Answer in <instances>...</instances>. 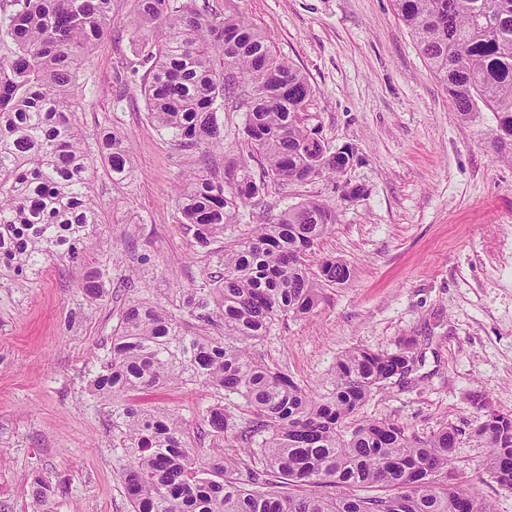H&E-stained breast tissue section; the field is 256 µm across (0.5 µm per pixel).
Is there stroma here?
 <instances>
[{"label":"stroma","mask_w":512,"mask_h":512,"mask_svg":"<svg viewBox=\"0 0 512 512\" xmlns=\"http://www.w3.org/2000/svg\"><path fill=\"white\" fill-rule=\"evenodd\" d=\"M209 4L265 33L312 88L309 126L329 149L353 145L356 159L330 179L268 184L258 204L241 207L238 222L199 249L178 222L177 189L193 172L219 178L247 156L246 108L225 102L223 149L176 146L148 119L143 75L133 69L153 33L137 26L136 0H116L85 62L76 109L97 155L90 194L99 224L83 262L104 271L108 288L87 298L75 268L58 259L23 281L0 278V512H129L112 447L114 403L90 388L123 311L140 302L168 309L175 289L212 287L225 245L308 199L337 216L317 257L344 260L352 277L322 286L310 316L276 321L258 352L320 392L348 350L392 351L397 338L417 337L422 363L408 381L376 388L362 416L421 436L455 426V472L495 512H512V490L483 467L487 450L470 436L474 396L512 414V161L495 148L493 113L458 118L394 0ZM112 128L131 138L132 168L120 183L98 155ZM348 184L363 195L344 196ZM147 401L192 429L214 396L196 384Z\"/></svg>","instance_id":"obj_1"}]
</instances>
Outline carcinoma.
<instances>
[{"instance_id": "cac0c4a2", "label": "carcinoma", "mask_w": 512, "mask_h": 512, "mask_svg": "<svg viewBox=\"0 0 512 512\" xmlns=\"http://www.w3.org/2000/svg\"><path fill=\"white\" fill-rule=\"evenodd\" d=\"M114 2L10 0L0 10V36L13 45L0 57V271L17 280L46 258L83 267L98 215L88 194L91 151L75 109L83 62L104 36ZM136 2L137 23L154 33L139 53L148 115L176 145H224L218 113L242 91L244 134L267 176L305 184L349 167L354 148L332 152L306 124L311 86L261 30L206 2ZM395 3L459 118L494 113L497 143L511 147L512 0ZM128 142L118 130L102 136L116 182L129 173ZM260 191L245 158L225 167L222 181L196 174L181 185L180 223L206 248ZM335 223L330 207L302 202L224 249L218 287L180 292L179 315L143 303L125 309L92 380L95 393L115 398L202 384L216 397L199 412L206 444L160 407L112 409L132 512H493L451 468L455 428L421 437L397 422L359 417L375 388L422 362L417 340L399 339L395 352H346L317 395L256 354L277 319L311 314L319 286L350 278L334 257L313 260ZM76 288L101 295L102 273L84 272ZM230 398L231 410L224 407ZM473 407L484 466L512 490V415L480 397ZM247 414L246 447L214 454ZM318 487L339 493L304 492Z\"/></svg>"}]
</instances>
